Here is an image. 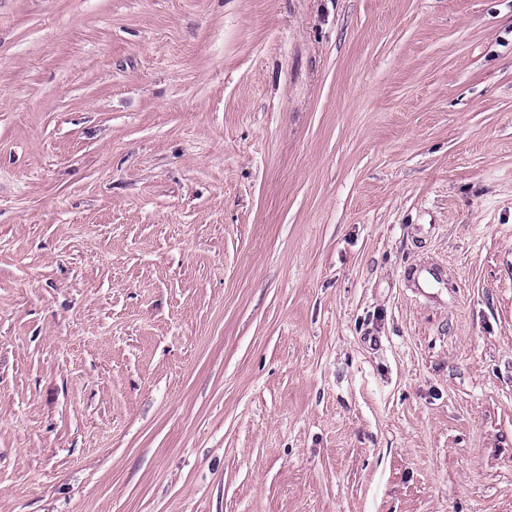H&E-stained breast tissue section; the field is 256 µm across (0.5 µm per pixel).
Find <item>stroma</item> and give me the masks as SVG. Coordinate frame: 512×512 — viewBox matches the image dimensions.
Wrapping results in <instances>:
<instances>
[{"label": "stroma", "mask_w": 512, "mask_h": 512, "mask_svg": "<svg viewBox=\"0 0 512 512\" xmlns=\"http://www.w3.org/2000/svg\"><path fill=\"white\" fill-rule=\"evenodd\" d=\"M0 512H512V0H0Z\"/></svg>", "instance_id": "obj_1"}]
</instances>
